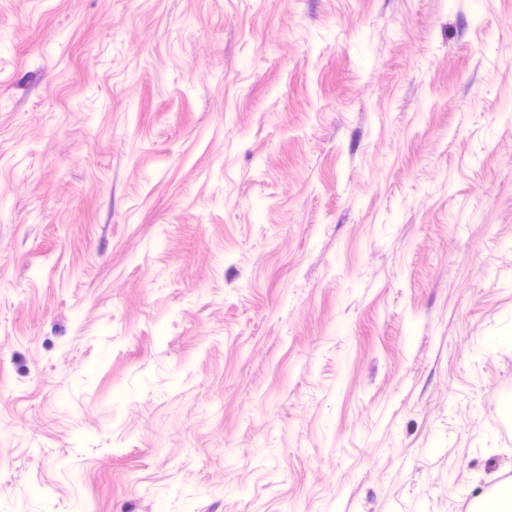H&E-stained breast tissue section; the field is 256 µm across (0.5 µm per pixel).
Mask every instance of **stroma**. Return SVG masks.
<instances>
[{
	"label": "stroma",
	"mask_w": 512,
	"mask_h": 512,
	"mask_svg": "<svg viewBox=\"0 0 512 512\" xmlns=\"http://www.w3.org/2000/svg\"><path fill=\"white\" fill-rule=\"evenodd\" d=\"M512 0H0V512H512Z\"/></svg>",
	"instance_id": "1"
}]
</instances>
